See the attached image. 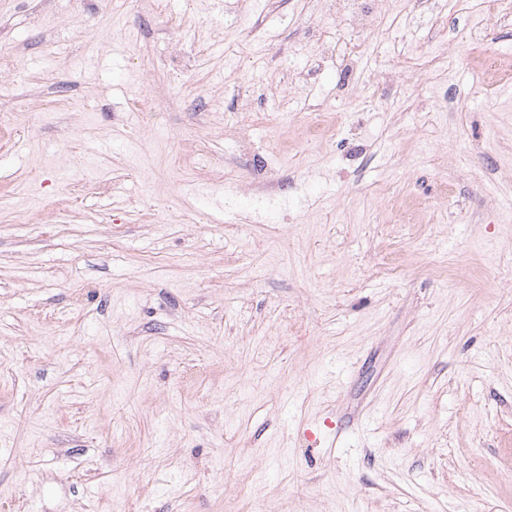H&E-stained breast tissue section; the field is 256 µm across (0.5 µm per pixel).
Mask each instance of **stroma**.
I'll use <instances>...</instances> for the list:
<instances>
[{
    "label": "stroma",
    "mask_w": 512,
    "mask_h": 512,
    "mask_svg": "<svg viewBox=\"0 0 512 512\" xmlns=\"http://www.w3.org/2000/svg\"><path fill=\"white\" fill-rule=\"evenodd\" d=\"M319 3L0 0V512H512V26ZM342 16L349 25L369 30L373 26V17L362 5L361 0H343Z\"/></svg>",
    "instance_id": "obj_1"
}]
</instances>
